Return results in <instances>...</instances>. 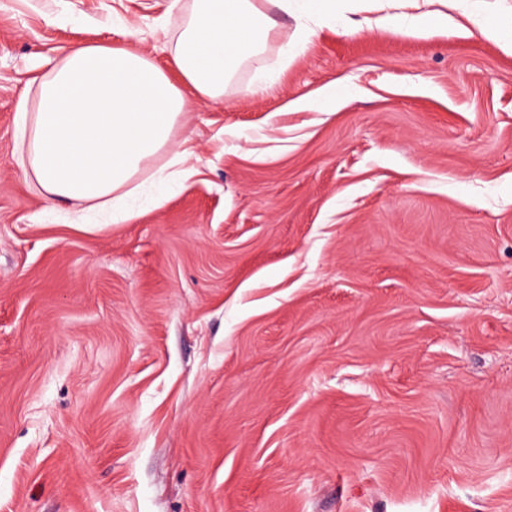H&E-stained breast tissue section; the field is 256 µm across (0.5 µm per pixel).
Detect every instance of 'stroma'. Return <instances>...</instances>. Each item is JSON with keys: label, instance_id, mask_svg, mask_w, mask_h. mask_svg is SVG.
<instances>
[{"label": "stroma", "instance_id": "obj_1", "mask_svg": "<svg viewBox=\"0 0 512 512\" xmlns=\"http://www.w3.org/2000/svg\"><path fill=\"white\" fill-rule=\"evenodd\" d=\"M190 5L0 0V512H512V54L343 0L287 60L277 16L189 96L193 176L70 223L17 100L80 43L170 68ZM348 94V87L336 82L329 85L320 93L315 101L306 98H299L293 104L296 109L318 108L321 110H331L336 106V101L342 99Z\"/></svg>", "mask_w": 512, "mask_h": 512}]
</instances>
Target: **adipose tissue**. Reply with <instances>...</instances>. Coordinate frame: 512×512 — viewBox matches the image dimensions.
I'll return each instance as SVG.
<instances>
[{"label": "adipose tissue", "instance_id": "1", "mask_svg": "<svg viewBox=\"0 0 512 512\" xmlns=\"http://www.w3.org/2000/svg\"><path fill=\"white\" fill-rule=\"evenodd\" d=\"M400 13L363 19L364 27L429 35L452 22L458 0H399ZM303 18V34L336 20V0H192L169 46L181 79L173 81L146 54L122 46L79 44L21 96L15 112L30 188L47 203L87 202L110 211L116 224L142 169L164 150L185 163L176 130L186 111L185 88L212 102L237 68L260 53L276 29L267 6Z\"/></svg>", "mask_w": 512, "mask_h": 512}]
</instances>
